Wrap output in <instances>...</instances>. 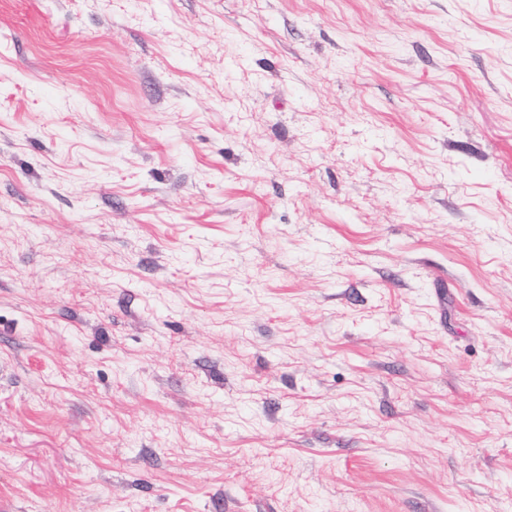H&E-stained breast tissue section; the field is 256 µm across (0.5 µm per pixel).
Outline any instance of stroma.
<instances>
[{"label":"stroma","mask_w":512,"mask_h":512,"mask_svg":"<svg viewBox=\"0 0 512 512\" xmlns=\"http://www.w3.org/2000/svg\"><path fill=\"white\" fill-rule=\"evenodd\" d=\"M0 512H512V0H0Z\"/></svg>","instance_id":"35a3bbf8"}]
</instances>
